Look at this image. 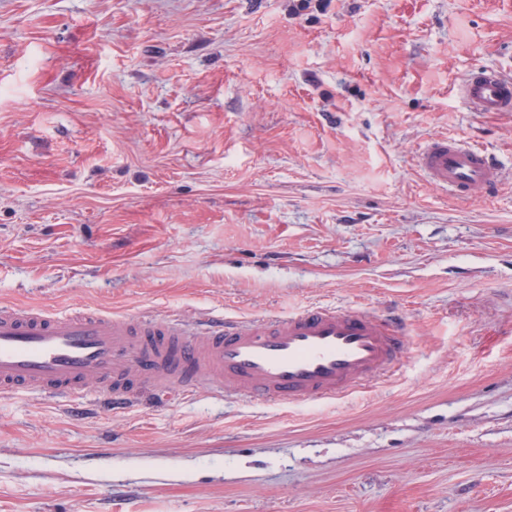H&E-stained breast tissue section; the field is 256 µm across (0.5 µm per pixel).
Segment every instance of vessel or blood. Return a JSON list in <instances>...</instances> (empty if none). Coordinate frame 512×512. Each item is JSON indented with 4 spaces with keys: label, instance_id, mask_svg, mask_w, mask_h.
Returning <instances> with one entry per match:
<instances>
[{
    "label": "vessel or blood",
    "instance_id": "obj_1",
    "mask_svg": "<svg viewBox=\"0 0 512 512\" xmlns=\"http://www.w3.org/2000/svg\"><path fill=\"white\" fill-rule=\"evenodd\" d=\"M475 111L512 112V80L480 68L461 83ZM420 170L457 197L492 192L505 170L458 137L420 148ZM407 331L354 307H308L261 320L224 317L190 324L137 314L61 313L0 305V397L60 400L97 382L113 407L148 384L190 392L204 383L260 403L335 399L400 362Z\"/></svg>",
    "mask_w": 512,
    "mask_h": 512
}]
</instances>
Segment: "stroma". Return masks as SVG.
Here are the masks:
<instances>
[{
  "mask_svg": "<svg viewBox=\"0 0 512 512\" xmlns=\"http://www.w3.org/2000/svg\"><path fill=\"white\" fill-rule=\"evenodd\" d=\"M512 0H0V303L362 306L403 363L333 401L0 399V512H512ZM461 137L507 172L430 185ZM460 94L477 112H512V80L479 68L461 83ZM417 162L428 182L457 197L490 193L506 176L486 153L458 137L429 139L420 148Z\"/></svg>",
  "mask_w": 512,
  "mask_h": 512,
  "instance_id": "1",
  "label": "stroma"
}]
</instances>
